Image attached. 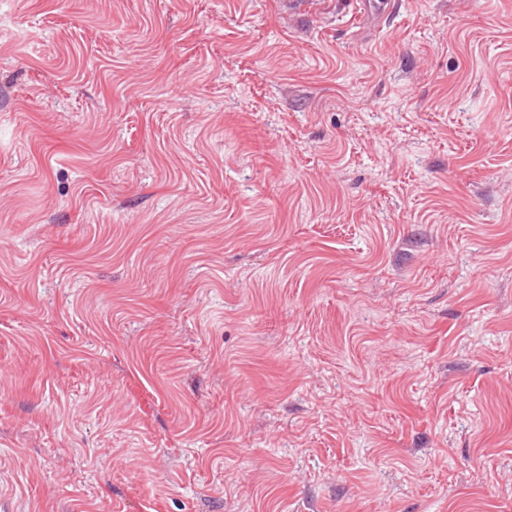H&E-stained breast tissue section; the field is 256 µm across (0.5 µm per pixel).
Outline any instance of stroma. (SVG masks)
<instances>
[{"mask_svg":"<svg viewBox=\"0 0 512 512\" xmlns=\"http://www.w3.org/2000/svg\"><path fill=\"white\" fill-rule=\"evenodd\" d=\"M0 512H512V0H0Z\"/></svg>","mask_w":512,"mask_h":512,"instance_id":"1","label":"stroma"}]
</instances>
